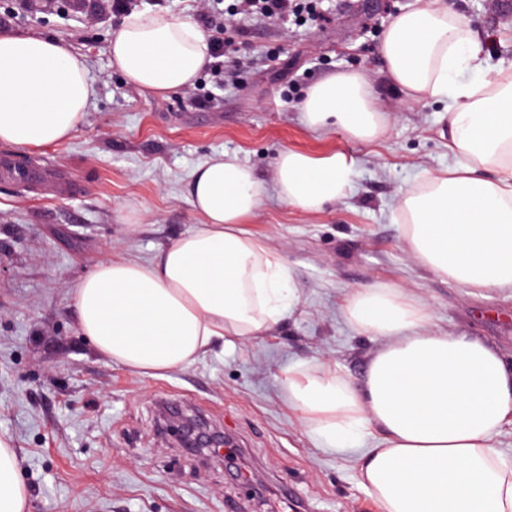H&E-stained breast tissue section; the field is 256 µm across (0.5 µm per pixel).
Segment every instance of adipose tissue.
<instances>
[{
  "label": "adipose tissue",
  "instance_id": "1",
  "mask_svg": "<svg viewBox=\"0 0 512 512\" xmlns=\"http://www.w3.org/2000/svg\"><path fill=\"white\" fill-rule=\"evenodd\" d=\"M210 45L193 17L128 15L108 46L132 86L158 95L192 87ZM378 52L406 100L444 102L447 168L396 199L409 259L485 290L512 288V69H490L484 44L445 0H414L383 31ZM94 96L85 60L62 40L0 33V143L30 150L64 142ZM301 120L361 143L382 140L391 116L362 72L328 76L307 91ZM341 152L281 150L270 177L223 152L191 172L200 229L150 258L121 248L72 290L79 330L129 370L158 376L232 340L282 324L301 295L284 260L244 229L267 194L323 213L353 188ZM345 321L371 336L362 387L328 366L294 367L290 407L324 452L356 455L359 485L382 512H512V460L496 445L512 419V362L463 333L437 331L427 303L406 288L354 290ZM17 454L0 436V512H27Z\"/></svg>",
  "mask_w": 512,
  "mask_h": 512
}]
</instances>
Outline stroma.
Returning <instances> with one entry per match:
<instances>
[{"label":"stroma","mask_w":512,"mask_h":512,"mask_svg":"<svg viewBox=\"0 0 512 512\" xmlns=\"http://www.w3.org/2000/svg\"><path fill=\"white\" fill-rule=\"evenodd\" d=\"M232 0H119L101 18L58 0L43 11L0 0V29L67 42L95 85L68 141L19 151L0 143V435L15 448L29 512H268L292 486L294 512H379L359 486L354 458L315 448L287 402L288 368L327 365L354 385L366 376L371 337L344 321L357 288H407L432 324L473 336L512 360V289L482 292L441 279L406 256L394 204L423 171L447 167L440 104L401 105L378 53L388 21L413 0H322L328 21L305 29L244 18L210 43L231 40L224 60L188 90L157 96L132 88L108 45L126 15L150 10L201 18L202 4ZM485 44L491 66L512 64V10L502 0H447ZM361 71L397 117L381 141L306 129L299 102L319 79ZM294 148L355 160L352 193L319 215L268 196L246 229L293 269L302 302L263 335L218 347L150 377L116 365L81 336L70 289L122 244L145 259L200 219L187 199L192 169L238 153L263 176ZM224 434L231 461L196 456L165 435L160 402Z\"/></svg>","instance_id":"35a3bbf8"}]
</instances>
